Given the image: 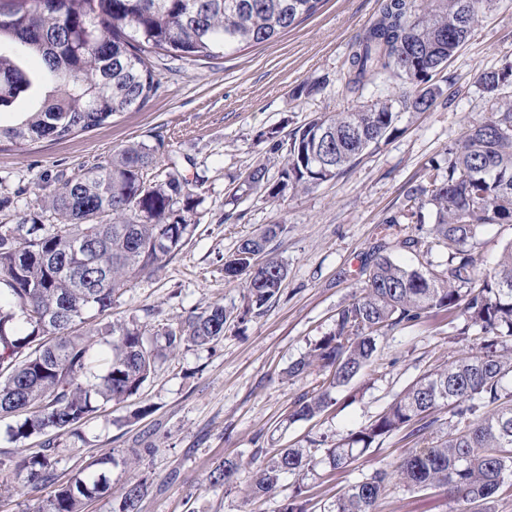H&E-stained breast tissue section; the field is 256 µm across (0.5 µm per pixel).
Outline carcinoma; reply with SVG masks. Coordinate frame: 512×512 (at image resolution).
I'll use <instances>...</instances> for the list:
<instances>
[{
    "label": "carcinoma",
    "instance_id": "1",
    "mask_svg": "<svg viewBox=\"0 0 512 512\" xmlns=\"http://www.w3.org/2000/svg\"><path fill=\"white\" fill-rule=\"evenodd\" d=\"M324 0H29L25 11L0 16V142L62 141L140 109L160 81L157 66L224 58L242 44L261 45L313 16ZM484 0H385L377 19L351 47L346 89L361 94L376 79L397 75L413 90L378 99L374 111L322 114L290 133L278 177L258 165L238 190L272 201L335 178L371 144L395 130L396 109L426 112L443 94L421 92L478 24ZM512 67L484 72L479 83L496 93ZM448 175L407 195L410 217L429 206L436 214L426 239L402 247L418 256L451 251L448 269L427 260L400 264L373 253L360 294L336 312L335 328L295 361L288 376L312 370L322 379L301 394L288 415L311 420L332 404V391L371 363L377 339L403 322L460 311L461 333L474 329L480 351L429 371L370 424L339 439L317 459L309 448H283L249 467L227 459L210 471L213 484L244 477L250 495L272 496L287 474L317 464L342 472L374 443L447 409L446 437L413 448L393 467L380 466L336 493L330 512H377L396 478L412 489L443 488L461 512H491L512 492V355L497 350L512 337V244L496 266L477 268L469 240L492 224H512V99H502L450 150ZM199 202L188 183L156 169L155 148L131 143L109 158L60 178L38 207L15 224H0V417L13 418L11 437L26 440L66 431L98 409L136 395L158 360L183 347H209L229 321L258 316L275 300L286 264L267 250L287 232L268 224L224 259V275L244 284L238 314L213 304L176 323H159L147 337L135 321L103 322L115 298L134 281L151 277L181 250L194 230ZM52 223H44L46 217ZM47 443L20 455L14 469L30 490L54 487L37 512H85L111 490L106 474L92 472L57 484ZM146 482L129 483L115 512H140ZM278 512H308L295 487Z\"/></svg>",
    "mask_w": 512,
    "mask_h": 512
}]
</instances>
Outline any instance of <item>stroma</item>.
Instances as JSON below:
<instances>
[{
  "mask_svg": "<svg viewBox=\"0 0 512 512\" xmlns=\"http://www.w3.org/2000/svg\"><path fill=\"white\" fill-rule=\"evenodd\" d=\"M381 0H325L319 11L265 45H244L225 58L186 61L161 70L157 94L141 109L114 116L111 124L64 141L43 140L21 148L0 144V223H15L36 206L59 175H73L131 142L157 149L161 170H176L200 204L195 229L181 251L150 278L134 282L116 298L106 318L136 320L151 327L174 322L212 303L243 302L241 282L224 276V258L241 240L268 224L288 231L271 242L288 275L265 312L240 325L228 322L223 341L211 348H183L161 361L139 396L108 402L73 430L53 435L59 481L87 473L105 454L115 463L105 472L108 496L86 512H113L125 486L144 479L150 492L141 512H278L296 478L286 476L278 496L253 498L245 486L209 481L224 459L266 460L273 449L316 444L324 449L372 421L425 372L474 353L479 341L461 335L462 321L447 317L408 323L379 337L370 365L334 391V405L310 421L289 422L294 401L316 384L315 376L290 378L292 362L334 328L339 308L361 286L373 248L414 263L400 244L426 237L432 210L406 216L408 191L445 178L449 151L473 121L495 101L479 85L481 73L512 65V0H494L458 52L430 82L455 88L429 111L400 113L394 132L371 146L343 173L271 203L262 194L226 200L245 172L265 165L276 177L281 153L265 135L280 140L323 113L356 109L405 91L391 77L363 94L344 87L351 45L378 16ZM319 88L296 96L304 81ZM512 243V224L483 228L468 248L481 268H490ZM151 412L134 419L141 406ZM426 432L400 430L373 445L346 471L318 465L304 478L310 512H327L336 491L379 466L398 463L410 449L447 431L451 415L435 414ZM24 473L0 472V512H36L45 492L24 493ZM441 488L411 490L392 481L379 512H458Z\"/></svg>",
  "mask_w": 512,
  "mask_h": 512,
  "instance_id": "stroma-1",
  "label": "stroma"
}]
</instances>
